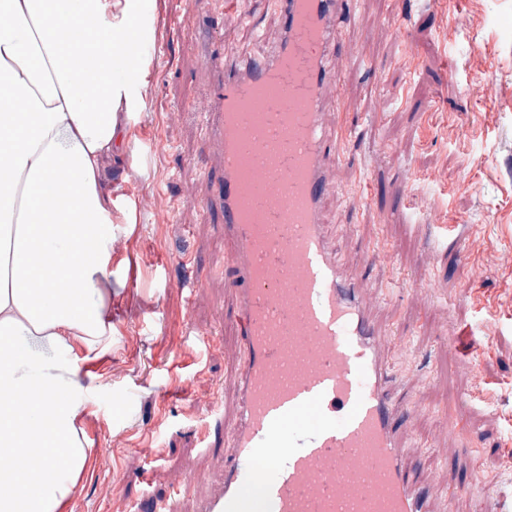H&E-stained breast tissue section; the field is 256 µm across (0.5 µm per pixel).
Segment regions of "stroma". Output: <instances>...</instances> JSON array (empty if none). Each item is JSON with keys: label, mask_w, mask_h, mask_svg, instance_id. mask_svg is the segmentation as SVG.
Masks as SVG:
<instances>
[{"label": "stroma", "mask_w": 512, "mask_h": 512, "mask_svg": "<svg viewBox=\"0 0 512 512\" xmlns=\"http://www.w3.org/2000/svg\"><path fill=\"white\" fill-rule=\"evenodd\" d=\"M148 8L160 54L124 151L135 222L112 263V350L79 369L92 468L72 512L144 500L194 512L206 484L177 495L171 481L210 471L234 416L224 233L205 207L221 162L198 111L218 90L202 52L261 55L282 36L279 0H233L231 24L224 0ZM338 50L352 55L341 72L352 135L326 220L396 333L395 398L415 408L406 458L435 512L512 503V0H354ZM450 413L467 432L447 430Z\"/></svg>", "instance_id": "obj_1"}]
</instances>
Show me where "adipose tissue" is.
Instances as JSON below:
<instances>
[{"label": "adipose tissue", "instance_id": "1", "mask_svg": "<svg viewBox=\"0 0 512 512\" xmlns=\"http://www.w3.org/2000/svg\"><path fill=\"white\" fill-rule=\"evenodd\" d=\"M147 0H0V512H66L90 467L79 366L112 349L133 217L110 173L144 103Z\"/></svg>", "mask_w": 512, "mask_h": 512}]
</instances>
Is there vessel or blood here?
<instances>
[{
    "label": "vessel or blood",
    "mask_w": 512,
    "mask_h": 512,
    "mask_svg": "<svg viewBox=\"0 0 512 512\" xmlns=\"http://www.w3.org/2000/svg\"><path fill=\"white\" fill-rule=\"evenodd\" d=\"M349 3L281 0L283 36L265 55L206 56L240 359L223 474L197 512H432L404 457L379 301L324 231L330 143L347 135L331 52Z\"/></svg>",
    "instance_id": "1"
}]
</instances>
